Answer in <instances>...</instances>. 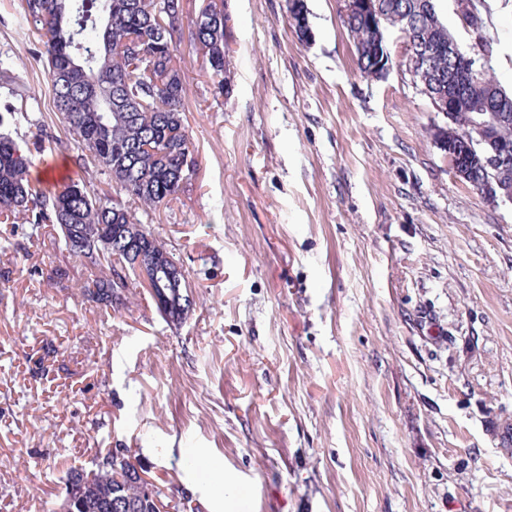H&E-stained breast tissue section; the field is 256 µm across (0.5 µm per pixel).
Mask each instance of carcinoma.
<instances>
[{"mask_svg": "<svg viewBox=\"0 0 512 512\" xmlns=\"http://www.w3.org/2000/svg\"><path fill=\"white\" fill-rule=\"evenodd\" d=\"M288 21L296 36H307L306 0H293ZM412 0H373L386 26L413 40L445 32L435 0H423L424 13L411 9ZM27 22L38 32L51 83L57 118L73 136L72 158L84 177L49 192L31 178L34 153L56 144L53 135L27 112L0 110V126L21 121L35 128L22 142L0 133V217L4 223L22 219L27 234L37 238L54 224L69 253L84 262L92 277L80 286L88 300L124 306L143 287L164 321L180 326L192 315L196 300L188 278L178 288H159L137 264L176 262L151 229L135 218L122 197L129 196L145 211L168 206L187 192L197 176L192 139L184 122L187 83L174 36L182 29L183 0H20ZM162 14L166 25L157 20ZM202 22H193V43L208 48L205 66L224 91L227 28L224 0H208ZM461 26H475L482 47L488 46L478 5L459 17ZM356 50V65L369 74L375 66L371 50L376 29L365 11L343 20ZM428 72L435 87L448 91L451 81H468L461 112L448 125L455 142L472 135L471 123L489 124L495 148L512 155V93L502 89L482 56L461 60L456 77L448 75V50L434 52ZM502 95L499 112L486 111L487 97ZM474 173L473 188L496 184L507 173L485 171L481 154L464 159ZM104 175L110 191L88 187L86 177ZM94 468L72 471L65 481L59 512H186L180 501L147 478L128 448H105L94 457Z\"/></svg>", "mask_w": 512, "mask_h": 512, "instance_id": "1", "label": "carcinoma"}]
</instances>
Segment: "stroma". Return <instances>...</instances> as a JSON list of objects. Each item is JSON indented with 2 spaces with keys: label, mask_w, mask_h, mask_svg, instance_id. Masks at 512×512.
Listing matches in <instances>:
<instances>
[{
  "label": "stroma",
  "mask_w": 512,
  "mask_h": 512,
  "mask_svg": "<svg viewBox=\"0 0 512 512\" xmlns=\"http://www.w3.org/2000/svg\"><path fill=\"white\" fill-rule=\"evenodd\" d=\"M483 3L510 92L512 0ZM224 5L229 94L177 45L195 183L139 215L188 275V321L84 299L53 227L0 241V512H51L99 448L193 512H512V205L454 175L401 32L373 79L338 0H307V42L286 0ZM0 56L59 141L35 157L53 188L71 136L19 0Z\"/></svg>",
  "instance_id": "obj_1"
}]
</instances>
